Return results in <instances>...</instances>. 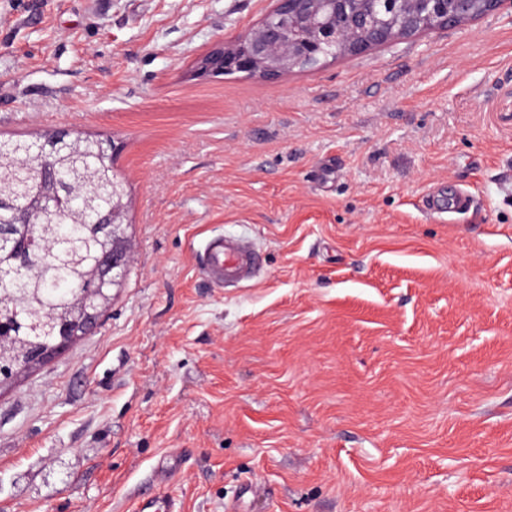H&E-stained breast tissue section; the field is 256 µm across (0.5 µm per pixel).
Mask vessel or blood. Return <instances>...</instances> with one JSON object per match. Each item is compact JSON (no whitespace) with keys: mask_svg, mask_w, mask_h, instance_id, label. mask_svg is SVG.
I'll list each match as a JSON object with an SVG mask.
<instances>
[{"mask_svg":"<svg viewBox=\"0 0 512 512\" xmlns=\"http://www.w3.org/2000/svg\"><path fill=\"white\" fill-rule=\"evenodd\" d=\"M262 263L263 257L258 250L223 236L210 238L201 254V272L217 288L250 281Z\"/></svg>","mask_w":512,"mask_h":512,"instance_id":"b4317fda","label":"vessel or blood"}]
</instances>
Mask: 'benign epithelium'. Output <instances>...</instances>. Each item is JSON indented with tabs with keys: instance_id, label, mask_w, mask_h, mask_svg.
<instances>
[{
	"instance_id": "obj_1",
	"label": "benign epithelium",
	"mask_w": 512,
	"mask_h": 512,
	"mask_svg": "<svg viewBox=\"0 0 512 512\" xmlns=\"http://www.w3.org/2000/svg\"><path fill=\"white\" fill-rule=\"evenodd\" d=\"M369 0H274V7L246 35L219 43L200 56L193 67L197 78H210L236 72L264 79H278L315 55L324 44L338 46V55H359L381 44L393 43L425 32L458 26L479 18L477 4L483 2L489 14L512 0H385L393 22L386 23L367 8ZM89 143V137L73 129L57 128L38 136L32 148H16L22 156L33 151L47 158L76 154ZM112 175V206L99 215L103 245L96 262L83 273L80 288L73 296L70 318L61 323L49 343L34 341L25 361L9 370L0 380V389L11 385L18 375L42 365L77 339L95 330L120 286L131 255L124 224L129 198L125 181L115 170ZM59 206L48 194V207L24 209L17 224L31 236L43 231L45 213Z\"/></svg>"
}]
</instances>
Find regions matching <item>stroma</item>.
Here are the masks:
<instances>
[{
    "instance_id": "35a3bbf8",
    "label": "stroma",
    "mask_w": 512,
    "mask_h": 512,
    "mask_svg": "<svg viewBox=\"0 0 512 512\" xmlns=\"http://www.w3.org/2000/svg\"><path fill=\"white\" fill-rule=\"evenodd\" d=\"M271 7L0 0V137L114 139L131 252L0 391V512H512V8L191 77ZM224 235L265 256L239 288ZM262 263L258 250L224 236L210 238L201 253V272L215 288L240 286L250 281Z\"/></svg>"
}]
</instances>
